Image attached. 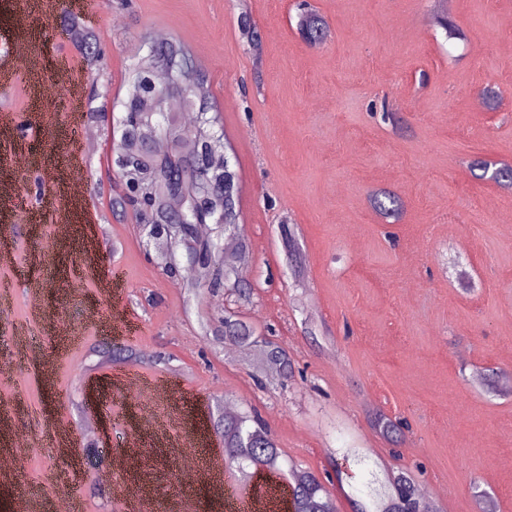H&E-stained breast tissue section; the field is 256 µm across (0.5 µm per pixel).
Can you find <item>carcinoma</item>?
<instances>
[{
	"mask_svg": "<svg viewBox=\"0 0 512 512\" xmlns=\"http://www.w3.org/2000/svg\"><path fill=\"white\" fill-rule=\"evenodd\" d=\"M300 7L310 19L308 42L317 40L316 32H324V20L310 3ZM241 29L254 53H259V30L247 18H242ZM188 51L174 44L147 49L139 55L128 71L127 80L135 86L137 94L121 101L124 115L117 129L120 139L115 146L112 163L121 183H133L137 191L125 192L112 198V208L130 211L142 227L148 242L157 252L165 254L162 271L171 279L180 277L177 253L185 250L195 261L196 279L182 284L189 290L201 287L216 292L222 288L237 287V294L247 298L251 288L241 272V256L249 244L238 233L236 171L224 154V134L218 129L219 116L213 111L212 96L207 81L199 74L180 72V63ZM176 71L175 79L168 80L161 89L166 101L177 100L181 111L202 114V123L194 130V139L202 150L183 151L184 129L180 111L171 108L145 109L144 102L152 100L153 88L148 77L159 71ZM163 138L169 143L165 154H156L151 142ZM482 171L481 177L494 180L502 189L512 190V166L501 162L478 160L474 163ZM180 202L184 221L176 225L175 240L166 232L171 213L170 200ZM375 209L386 217H396L402 211L400 197L386 190L373 194ZM221 216L223 233L202 238L198 227L209 224ZM239 244L240 255L224 252L223 238ZM214 324L206 326V333L220 344L236 343L244 347L255 346L254 331L245 322L226 313L212 318ZM263 370H274L286 382L293 376L287 351L274 342L259 347ZM372 428L384 439L393 442L402 433V422L379 411L368 415ZM224 460L241 478L248 479L259 469L271 468L288 481L289 508L292 512H335L333 500L311 471L291 464L282 469V453L268 433L258 415L247 410L224 416ZM354 512H433L424 502L414 480L406 473L390 475L371 473L365 499L354 502Z\"/></svg>",
	"mask_w": 512,
	"mask_h": 512,
	"instance_id": "1",
	"label": "carcinoma"
}]
</instances>
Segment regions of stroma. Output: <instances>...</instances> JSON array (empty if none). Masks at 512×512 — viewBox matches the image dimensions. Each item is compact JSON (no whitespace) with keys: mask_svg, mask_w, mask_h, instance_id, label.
Returning <instances> with one entry per match:
<instances>
[{"mask_svg":"<svg viewBox=\"0 0 512 512\" xmlns=\"http://www.w3.org/2000/svg\"><path fill=\"white\" fill-rule=\"evenodd\" d=\"M310 2L328 30L315 45L298 28L295 0H111L107 11L88 0L103 57L91 71L55 16L37 14L19 31L9 0H0V38L27 42L33 55L28 73L10 74L0 60V150L32 156L15 181L33 208L55 197L64 173L69 148L55 132L69 123L70 96L84 104L96 92L125 98L142 40L163 30L204 63L252 247L250 300L176 285L132 215L110 207L113 140L101 131L77 156L88 185L80 221L102 226L105 245L84 292L117 275L104 307L132 325L117 340L85 324L82 297L65 302L47 289L49 276L67 275L78 260L65 244L39 262L37 236L53 222L29 233L0 201V243H11L16 259L0 267V282L14 285L0 319V366L11 369L0 377V420L37 449L16 463L22 482H0V512H14L23 486L52 479L70 485L84 512H118L109 489L137 469L116 471L110 461L127 453L138 414L109 384L125 365L92 366L117 342L166 356L139 372L180 385L195 430L216 454L224 441L213 413L230 401L255 408L282 453L314 473L333 471L339 449L361 448L366 469H405L438 512H483L486 500L494 512H512V192L469 167L478 157L512 163V0ZM244 14L262 34L261 57L241 35ZM443 16L461 37H448ZM488 86L501 92L493 111L479 97ZM386 109L398 126L382 120ZM377 190L401 197L399 218L373 208ZM285 224L304 255L299 277L281 238ZM38 287L42 315L29 297ZM227 310L287 351L293 378L258 384L255 352L212 345L202 317ZM64 329L79 339L61 350ZM22 339L36 364L19 357ZM102 384L107 398L89 399ZM371 408L408 421L397 449L371 428ZM91 409L102 434L77 448L76 481L44 425L80 433ZM179 455L176 447L152 455L157 481L141 512H171ZM366 469L328 483L336 512H353Z\"/></svg>","mask_w":512,"mask_h":512,"instance_id":"1","label":"stroma"}]
</instances>
